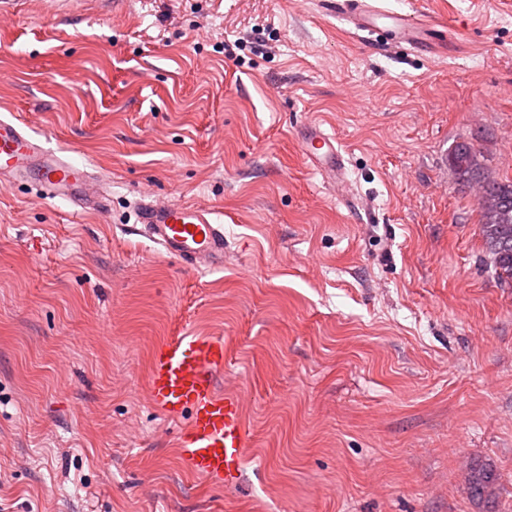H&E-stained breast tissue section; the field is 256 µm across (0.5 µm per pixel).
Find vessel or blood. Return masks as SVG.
<instances>
[{
    "instance_id": "b4317fda",
    "label": "vessel or blood",
    "mask_w": 512,
    "mask_h": 512,
    "mask_svg": "<svg viewBox=\"0 0 512 512\" xmlns=\"http://www.w3.org/2000/svg\"><path fill=\"white\" fill-rule=\"evenodd\" d=\"M321 7L354 33L375 40L408 45L429 55L447 47L426 15L417 11L395 12L379 0H322ZM298 146L304 159L328 180L343 177L345 153L321 125L307 124ZM0 180L35 182L42 199L62 200L78 210L106 205L104 196H88L92 177L86 166L4 118H0ZM137 222L163 254L195 269L223 267L224 224L215 212L179 203L160 205L144 196L137 203ZM223 367L222 338L171 336L153 352L147 391L152 404L167 417L184 419L178 446L190 470L209 482L233 484L241 477L249 432L239 398L216 387L215 374Z\"/></svg>"
}]
</instances>
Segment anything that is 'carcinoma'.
Masks as SVG:
<instances>
[{"label": "carcinoma", "mask_w": 512, "mask_h": 512, "mask_svg": "<svg viewBox=\"0 0 512 512\" xmlns=\"http://www.w3.org/2000/svg\"><path fill=\"white\" fill-rule=\"evenodd\" d=\"M456 180L468 184L481 180L479 149L469 141L455 146L448 158ZM479 232L491 255L494 275L500 282L512 281V181L488 180L481 188ZM493 475L479 470L472 477L471 491L484 495Z\"/></svg>", "instance_id": "obj_1"}]
</instances>
